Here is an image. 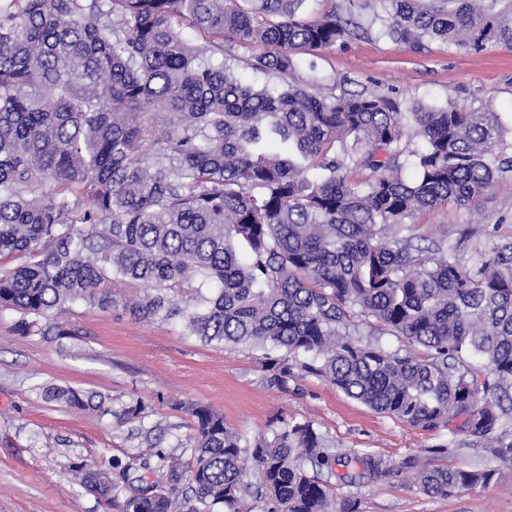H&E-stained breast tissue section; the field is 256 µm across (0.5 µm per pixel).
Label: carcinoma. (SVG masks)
Listing matches in <instances>:
<instances>
[{"label":"carcinoma","mask_w":512,"mask_h":512,"mask_svg":"<svg viewBox=\"0 0 512 512\" xmlns=\"http://www.w3.org/2000/svg\"><path fill=\"white\" fill-rule=\"evenodd\" d=\"M303 2L0 0V315L20 314L17 335H61L52 313L69 304L111 310L121 281L145 291L141 320L279 351L265 361L272 389L314 375L377 414L448 431L397 464L339 453L310 421L251 441L194 405L188 464L157 454L167 491L143 488L119 512H240L250 461L269 492L260 512H358L324 471L353 484L412 470L426 495L449 497L512 468V236L498 235L502 218L483 228L470 262L469 231L450 241L416 222L450 202L477 208L512 177L499 113L296 77L376 4L381 33L411 51L512 48V0H313L308 15ZM361 325L398 346L363 340ZM43 395L112 413L80 389ZM458 448L494 465L429 463ZM79 470L112 499L108 471Z\"/></svg>","instance_id":"carcinoma-1"}]
</instances>
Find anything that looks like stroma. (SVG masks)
I'll return each instance as SVG.
<instances>
[{
    "label": "stroma",
    "instance_id": "1",
    "mask_svg": "<svg viewBox=\"0 0 512 512\" xmlns=\"http://www.w3.org/2000/svg\"><path fill=\"white\" fill-rule=\"evenodd\" d=\"M380 30L376 23L345 47L312 52L299 77L340 93H386L437 105L479 100L512 123V48L475 53L431 43L414 52ZM502 215L512 216V179L496 183L480 209L451 204L421 217L419 231L441 224L479 230ZM110 289L112 310L77 304L57 315L60 336H19L12 330L15 314L0 317V512H118V502L141 484L166 489L155 453L189 460L191 403L211 406L230 429L251 439L310 421L337 451H375L397 462L442 440L376 414L316 377H298L284 391L269 388L263 351L204 343L177 321L138 319L130 305L140 289L122 282ZM48 385L101 394L113 412L101 416L45 401L41 389ZM136 404L143 407L138 418L117 419ZM80 464L111 472L112 499L82 485ZM334 491L357 499L359 512H512L507 469L449 498L423 494L407 471L378 482L339 483Z\"/></svg>",
    "mask_w": 512,
    "mask_h": 512
}]
</instances>
